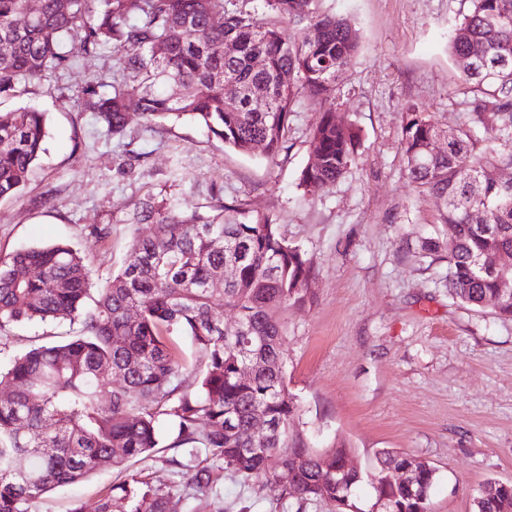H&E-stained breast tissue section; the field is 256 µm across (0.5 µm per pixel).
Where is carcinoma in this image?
Segmentation results:
<instances>
[{
  "mask_svg": "<svg viewBox=\"0 0 512 512\" xmlns=\"http://www.w3.org/2000/svg\"><path fill=\"white\" fill-rule=\"evenodd\" d=\"M313 0H266L271 16L259 23L224 0H40L27 17V0H0V99L28 90L49 73L69 70L79 56L110 46L126 78L100 93L98 119L112 134L127 126L128 103L152 124L190 119L243 154L263 145L276 159L286 149L291 113L302 94L325 109L309 139L318 162L301 172L308 195L335 182L351 164L359 134L336 123V80L351 63L361 35L347 19L319 14ZM454 22L449 55L467 58L461 81L477 122L498 121L492 140L475 128L448 131L417 104L403 117L401 144L407 179L439 203L443 224L456 227L448 249V295L477 311L512 318V271H481V262L512 250V0H468ZM222 23L213 24L215 17ZM265 59L261 69L256 57ZM292 72L284 85L280 72ZM232 83L228 99L216 91ZM445 136L432 156L429 140ZM48 137L45 113L0 112V198L17 196ZM131 223L153 225L134 238L121 268L99 285L68 242L0 256V332L29 324L66 326L56 339L16 356L0 376L11 400L0 402V512H33L45 494L80 483L105 462L120 466L168 447L169 464L201 490L211 474L201 455L224 462L246 479L277 488L282 500L333 502L347 494L367 512L387 500L390 512H431L435 469L420 470L414 490L388 481L411 456L384 449L372 471L340 477L324 469L351 448L338 441L322 450L300 427L299 405L288 390L282 353L283 311L313 303V260L289 244L267 215L242 205L216 213L182 211L149 196ZM234 274L224 277V267ZM243 315L246 331L230 330L215 301ZM137 315L130 316V308ZM186 337L198 353L194 381L174 343ZM265 367L249 383L241 366ZM261 413L272 430L263 442L250 429ZM288 467L294 488L277 480ZM370 496L355 499L362 484ZM169 492L148 482L112 487L98 512H168ZM512 508V483L485 482L473 512Z\"/></svg>",
  "mask_w": 512,
  "mask_h": 512,
  "instance_id": "carcinoma-1",
  "label": "carcinoma"
}]
</instances>
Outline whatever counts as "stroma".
Returning <instances> with one entry per match:
<instances>
[{"label": "stroma", "instance_id": "stroma-1", "mask_svg": "<svg viewBox=\"0 0 512 512\" xmlns=\"http://www.w3.org/2000/svg\"><path fill=\"white\" fill-rule=\"evenodd\" d=\"M319 12L347 18L360 48L337 81L336 116L360 136L345 174L317 194L299 185L309 137L322 107L303 98L276 159L229 149L197 123L147 124L129 104L124 134L98 124L80 93L113 70V50L79 58L16 97L9 110L46 112L47 151L21 196L0 199V253L71 241L96 277L120 268L132 240L135 204L153 196L185 211L243 204L268 215L289 244L312 257L318 276L312 308L288 309L283 353L300 422L317 447L345 439L360 469L385 448L421 458L436 471L432 512H472L490 478L512 482V320L474 311L445 286L446 262L421 250L448 242L433 196L414 190L401 149L403 111L424 106L453 130L470 117L461 69L448 54L451 21L468 0H315ZM142 153L129 164V151ZM109 225L99 239L95 225ZM157 448L82 483L55 489L34 512H96L116 485L137 477L170 489L171 512H336L327 501H282L260 480L210 461L213 482L191 490Z\"/></svg>", "mask_w": 512, "mask_h": 512}]
</instances>
